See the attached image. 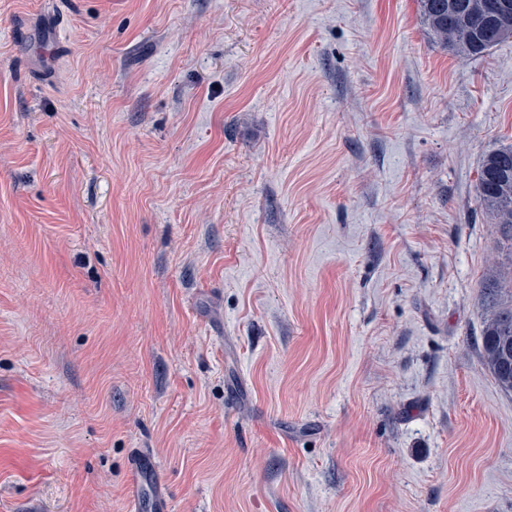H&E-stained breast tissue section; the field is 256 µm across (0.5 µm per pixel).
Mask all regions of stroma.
<instances>
[{
    "mask_svg": "<svg viewBox=\"0 0 512 512\" xmlns=\"http://www.w3.org/2000/svg\"><path fill=\"white\" fill-rule=\"evenodd\" d=\"M510 144L418 0H0V512H512ZM478 198L512 249V145L485 155L478 170ZM483 298L489 316L479 341L483 362L496 383L512 391V273L484 282ZM126 511L170 512L171 496L159 463L146 450H138L129 464Z\"/></svg>",
    "mask_w": 512,
    "mask_h": 512,
    "instance_id": "1",
    "label": "stroma"
}]
</instances>
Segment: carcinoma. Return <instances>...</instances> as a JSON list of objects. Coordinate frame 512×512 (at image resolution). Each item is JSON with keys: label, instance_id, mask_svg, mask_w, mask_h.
Wrapping results in <instances>:
<instances>
[{"label": "carcinoma", "instance_id": "carcinoma-1", "mask_svg": "<svg viewBox=\"0 0 512 512\" xmlns=\"http://www.w3.org/2000/svg\"><path fill=\"white\" fill-rule=\"evenodd\" d=\"M453 0H418L422 23L438 41L464 57H483L505 39L500 30L485 23L496 10L512 18V0H465L467 8L455 11ZM478 198L512 243V145L485 155L478 170ZM483 298L489 316L479 341L483 362L496 383L512 391V273L484 282Z\"/></svg>", "mask_w": 512, "mask_h": 512}]
</instances>
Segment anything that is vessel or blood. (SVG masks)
Listing matches in <instances>:
<instances>
[{
  "instance_id": "1",
  "label": "vessel or blood",
  "mask_w": 512,
  "mask_h": 512,
  "mask_svg": "<svg viewBox=\"0 0 512 512\" xmlns=\"http://www.w3.org/2000/svg\"><path fill=\"white\" fill-rule=\"evenodd\" d=\"M126 512H171V496L159 463L145 450L129 464Z\"/></svg>"
}]
</instances>
